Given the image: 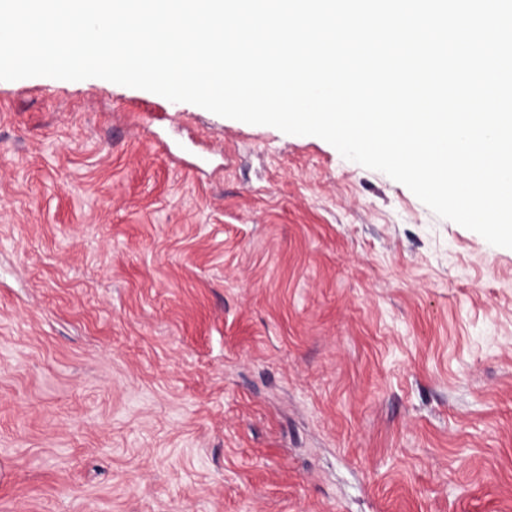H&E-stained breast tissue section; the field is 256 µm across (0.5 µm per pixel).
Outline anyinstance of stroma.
Returning a JSON list of instances; mask_svg holds the SVG:
<instances>
[{
	"label": "stroma",
	"instance_id": "35a3bbf8",
	"mask_svg": "<svg viewBox=\"0 0 512 512\" xmlns=\"http://www.w3.org/2000/svg\"><path fill=\"white\" fill-rule=\"evenodd\" d=\"M0 512H512V249L314 136L0 81Z\"/></svg>",
	"mask_w": 512,
	"mask_h": 512
}]
</instances>
